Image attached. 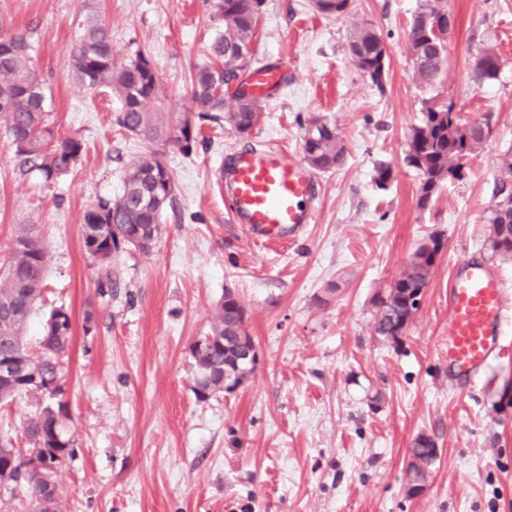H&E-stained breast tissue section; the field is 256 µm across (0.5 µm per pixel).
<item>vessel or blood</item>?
<instances>
[{"label":"vessel or blood","instance_id":"vessel-or-blood-1","mask_svg":"<svg viewBox=\"0 0 512 512\" xmlns=\"http://www.w3.org/2000/svg\"><path fill=\"white\" fill-rule=\"evenodd\" d=\"M281 80L278 69L260 67L249 85L262 97ZM222 184L235 221L260 242L284 240L313 221L317 182L282 149L237 151L224 162ZM508 299L498 272L470 258L457 263L448 279V366L455 377L473 381L503 354Z\"/></svg>","mask_w":512,"mask_h":512}]
</instances>
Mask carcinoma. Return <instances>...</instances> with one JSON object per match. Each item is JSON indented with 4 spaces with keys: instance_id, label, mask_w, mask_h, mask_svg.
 Instances as JSON below:
<instances>
[{
    "instance_id": "carcinoma-1",
    "label": "carcinoma",
    "mask_w": 512,
    "mask_h": 512,
    "mask_svg": "<svg viewBox=\"0 0 512 512\" xmlns=\"http://www.w3.org/2000/svg\"><path fill=\"white\" fill-rule=\"evenodd\" d=\"M264 0H214L213 16L221 30L209 44L206 60L195 66L192 76L195 112H166L162 108L164 86L150 56L139 50L118 64L112 55V36L95 14L86 16L82 33L74 45L71 64L78 82L88 90L105 86L119 99L116 125L130 135L147 141L156 149L145 153L128 168L122 192L100 199L83 217L82 242L86 253L102 262L112 254L133 248L149 252L161 232L163 213L173 202L176 186L164 160L163 149L174 146L190 154L197 146L204 123L222 129L229 125L238 135L251 134L263 108V100L243 90L230 93L231 83L245 75L252 59V45L258 33ZM315 9L325 15H340L349 0H314ZM455 27L454 16L440 0H420L410 23L407 41L416 76L432 85L446 64L447 37ZM352 63L378 89L386 78L387 47L370 27L357 30L348 44ZM32 46L23 33L0 34V119L15 146L21 168L37 173L49 184L66 175L82 155L84 143L76 136L55 130L46 109L41 80L29 67ZM500 59L486 50L477 59L478 83L497 78ZM232 95L235 107L224 111L225 96ZM420 123L413 127L405 160L421 175L418 207L427 208L443 184L460 175L462 160L483 143L490 118L483 123L464 121L454 101L430 98L423 101ZM302 148L307 164L327 172L341 165L345 146L336 127L319 119L303 126ZM495 204L487 221L491 224L489 243L495 255H512V247L501 248L498 238L512 232V183L504 180L493 189ZM432 246L422 244L411 255L398 278L379 297L375 332L395 342L404 335L418 307L410 306V289L428 287L443 247L429 237ZM49 258L33 224L17 225L7 265L0 270V403L24 394L38 400L53 398L60 388L64 358L73 340L72 318L62 308L45 317L39 355L26 342V329L41 297ZM255 343L245 329V309L230 291L218 303L209 327L189 347L195 384L194 394L202 402L216 393L230 392L224 382L240 384L251 373L257 356L247 358ZM25 436L34 448L45 449L42 470L23 469L18 451L0 446V486H24L36 512H61L53 474L71 454L62 438L57 412L43 405L25 425ZM436 460L431 449L416 442L407 467L409 491L413 483L425 482Z\"/></svg>"
}]
</instances>
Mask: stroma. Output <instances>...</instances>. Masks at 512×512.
<instances>
[{
  "instance_id": "stroma-1",
  "label": "stroma",
  "mask_w": 512,
  "mask_h": 512,
  "mask_svg": "<svg viewBox=\"0 0 512 512\" xmlns=\"http://www.w3.org/2000/svg\"><path fill=\"white\" fill-rule=\"evenodd\" d=\"M417 3L350 0L337 17L310 0H265L253 60L283 77L257 126L244 137L207 126L191 154L168 149L177 191L158 241L103 264L83 249V215L121 193L125 170L149 146L115 125L120 102L108 88L77 82L70 52L80 24L97 12L116 62L148 53L166 110L183 112L217 27L212 0H0V27L30 35V67L57 130L85 144L69 173L47 184L20 170L0 121V265L20 224L38 226L49 256L30 349L52 309L73 322L51 401L73 450L54 476L63 512H512V356L495 362L487 385L451 384L447 366L456 258L485 263L512 288V256L492 254L486 222L512 149V0H447L448 60L427 87L407 45ZM364 26L388 47L380 89L347 51ZM488 48L500 70L479 86L474 65ZM432 97L492 131L462 178L422 210L405 155ZM316 116L335 125L345 160L317 173L312 224L283 243H257L234 222L217 172L248 145L302 157L301 125ZM381 166L390 171L383 190ZM432 235L443 250L415 318L399 341L383 339L376 301ZM228 291L246 311L257 363L237 391L201 402L188 347ZM37 408L25 396L0 404V445L27 449L24 422ZM421 435L438 457L412 495L406 468Z\"/></svg>"
}]
</instances>
